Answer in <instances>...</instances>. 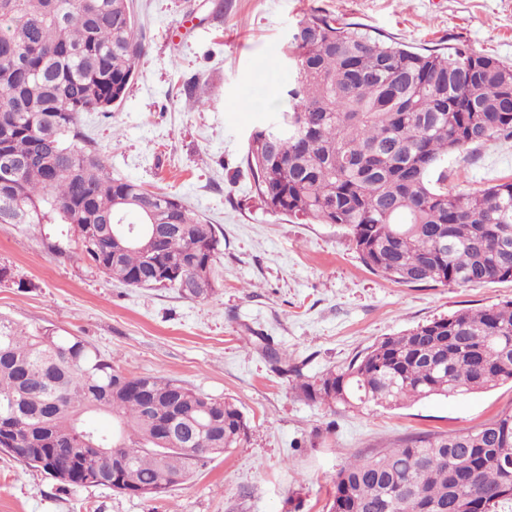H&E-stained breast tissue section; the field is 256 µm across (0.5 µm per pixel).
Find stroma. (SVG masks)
Instances as JSON below:
<instances>
[{"label": "stroma", "instance_id": "stroma-1", "mask_svg": "<svg viewBox=\"0 0 512 512\" xmlns=\"http://www.w3.org/2000/svg\"><path fill=\"white\" fill-rule=\"evenodd\" d=\"M134 0L143 54L122 104L86 112L113 175L179 197L222 242L214 297L132 288L49 253L48 224H0V315L78 336L121 371L234 399L249 434L166 495L64 487L0 452V512H326L337 471L418 434L475 427L512 409V384L403 407L312 402L264 357L262 336L308 377L386 336L512 300V281L406 286L371 272L346 229L267 212L245 141L286 105L284 51L297 21L329 14L417 47L463 44L512 65V0ZM198 82L196 100L182 87ZM448 188L512 177V138L450 154Z\"/></svg>", "mask_w": 512, "mask_h": 512}]
</instances>
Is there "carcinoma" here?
<instances>
[{"instance_id":"1","label":"carcinoma","mask_w":512,"mask_h":512,"mask_svg":"<svg viewBox=\"0 0 512 512\" xmlns=\"http://www.w3.org/2000/svg\"><path fill=\"white\" fill-rule=\"evenodd\" d=\"M142 56L130 0H0V153L25 160L0 182V224H87L69 258L133 288L215 294L216 227L174 195L112 176L84 112L120 106ZM286 58L288 109L253 129L244 164L265 209L339 224L365 267L401 285L512 281V178L448 191L445 158L495 136L512 138V65L465 45L413 47L327 14L305 16ZM142 215L169 236L119 247L103 222ZM185 266L200 290L156 276L154 262ZM512 383V300L465 308L387 336L346 366L298 384L308 400L399 408ZM197 422L202 450L165 437L173 398ZM150 403L151 413L144 411ZM109 415L130 454L122 479L141 498L189 481L207 448L248 433L238 405L154 375H129L77 336L27 329L0 316V451L43 448L22 464L56 475L82 449L113 447ZM512 410L471 430L425 434L358 458L337 474L328 512H496L512 500Z\"/></svg>"}]
</instances>
